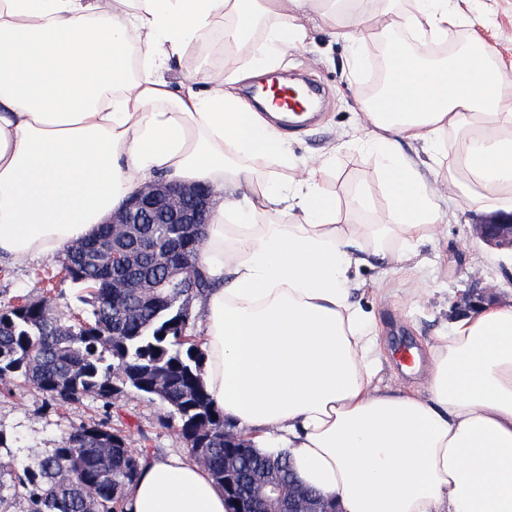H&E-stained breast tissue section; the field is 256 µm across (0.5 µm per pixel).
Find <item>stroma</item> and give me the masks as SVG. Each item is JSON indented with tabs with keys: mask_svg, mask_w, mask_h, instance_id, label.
I'll return each instance as SVG.
<instances>
[{
	"mask_svg": "<svg viewBox=\"0 0 512 512\" xmlns=\"http://www.w3.org/2000/svg\"><path fill=\"white\" fill-rule=\"evenodd\" d=\"M461 19L459 34L489 41L497 49L495 67L512 74V0H448ZM350 51L323 30H314L307 46L288 51L287 75H302L323 87L324 100L316 121L308 126H283L292 152L310 157L335 151L336 166L325 184L336 199L342 224H368L382 218L389 201L375 158L358 148L362 136L359 101L364 78L352 73ZM457 162L452 153L425 168L430 189L443 198L447 213L440 234L421 247L419 263L396 266L388 273L365 264L359 277L366 284L354 295L357 304L374 311L384 327L391 355L380 375L394 387L423 383V372H406L408 357L427 363V342L441 335L454 316L453 306L471 288L495 286L496 300L512 303V254L489 249L472 237L480 213L466 203L463 187L453 184ZM363 195L365 205L351 202ZM50 297L55 312L69 316L82 304L79 290L66 277L60 258L18 264L0 256V304ZM109 420L132 448L161 457L185 456L188 449L176 419L158 398L127 390L111 400L86 394L62 404L25 384L21 377L0 378V512H26L27 503L13 494V481L23 465L57 447L73 428Z\"/></svg>",
	"mask_w": 512,
	"mask_h": 512,
	"instance_id": "1",
	"label": "stroma"
}]
</instances>
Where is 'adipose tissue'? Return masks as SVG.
I'll use <instances>...</instances> for the list:
<instances>
[{
  "label": "adipose tissue",
  "instance_id": "1",
  "mask_svg": "<svg viewBox=\"0 0 512 512\" xmlns=\"http://www.w3.org/2000/svg\"><path fill=\"white\" fill-rule=\"evenodd\" d=\"M312 13L350 45L355 71L372 20L389 19L387 109L361 103L384 223L338 225L324 189L335 154L296 159L236 91L307 44ZM458 24L448 0L409 12L396 0H0V254H61L158 174L207 184L200 348L225 417L338 512H512V306L450 321L416 390L380 383L377 319L351 301L355 243L399 263L396 241L425 243L445 217L402 143L455 154L471 207L512 208V99L480 65L495 48L432 62L419 48ZM206 48L239 63L193 65ZM127 508L226 512L204 466L156 456L142 458Z\"/></svg>",
  "mask_w": 512,
  "mask_h": 512
}]
</instances>
